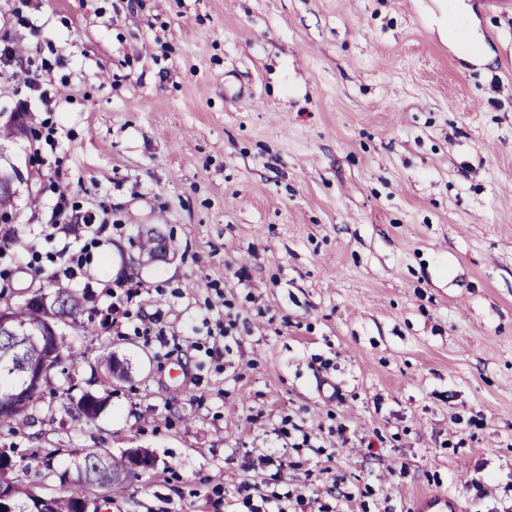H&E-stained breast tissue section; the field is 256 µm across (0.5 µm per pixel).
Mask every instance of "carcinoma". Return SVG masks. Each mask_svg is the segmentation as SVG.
Masks as SVG:
<instances>
[{
	"mask_svg": "<svg viewBox=\"0 0 512 512\" xmlns=\"http://www.w3.org/2000/svg\"><path fill=\"white\" fill-rule=\"evenodd\" d=\"M160 240V235L151 229L139 233L136 241L139 254L152 257L160 247ZM54 294L57 298L56 315L77 322L84 309V298L65 288L56 289ZM13 314L19 325H39L46 319V312L32 302L13 309ZM47 347L48 343L38 337L26 339L12 335L10 330L0 332V395L23 385L27 391L25 401L11 411L0 414V432L14 431L20 423L32 419L37 411L44 409L42 385L49 384V381L45 379L41 384L28 382V369L43 362ZM102 407L103 400L90 393L82 395L77 402L78 411L87 419L97 416ZM130 463L131 457L127 453L118 458L109 451L86 452L75 459L78 478L70 495L43 497L35 501L27 486H15L12 490L15 512H75V504L85 497L87 487L99 485L111 490L122 488L132 473Z\"/></svg>",
	"mask_w": 512,
	"mask_h": 512,
	"instance_id": "1",
	"label": "carcinoma"
}]
</instances>
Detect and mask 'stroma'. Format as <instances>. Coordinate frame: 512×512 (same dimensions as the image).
I'll return each mask as SVG.
<instances>
[{
	"label": "stroma",
	"mask_w": 512,
	"mask_h": 512,
	"mask_svg": "<svg viewBox=\"0 0 512 512\" xmlns=\"http://www.w3.org/2000/svg\"><path fill=\"white\" fill-rule=\"evenodd\" d=\"M449 5L0 0V130L33 131L0 133V307L85 298L54 413L0 434L33 493L138 449L102 512H247L245 482L512 512V4L457 0L460 30ZM62 193L94 226L62 233ZM145 227L166 259L139 261ZM413 510L417 512H458L459 508L448 496L426 493L415 498Z\"/></svg>",
	"instance_id": "1"
}]
</instances>
